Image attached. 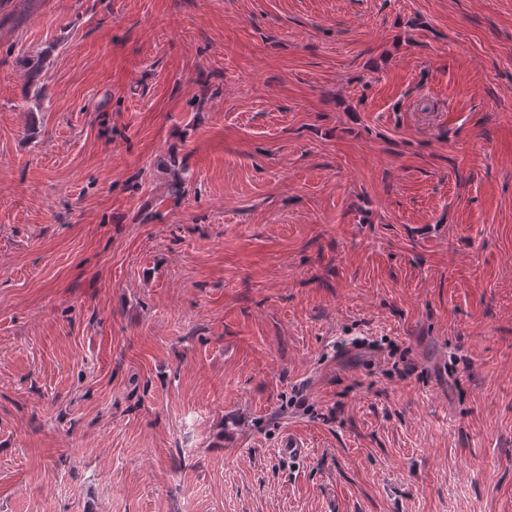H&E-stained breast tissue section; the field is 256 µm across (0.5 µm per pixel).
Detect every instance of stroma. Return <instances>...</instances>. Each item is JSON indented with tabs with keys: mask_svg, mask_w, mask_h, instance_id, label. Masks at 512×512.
Returning <instances> with one entry per match:
<instances>
[{
	"mask_svg": "<svg viewBox=\"0 0 512 512\" xmlns=\"http://www.w3.org/2000/svg\"><path fill=\"white\" fill-rule=\"evenodd\" d=\"M0 512H512V0H0ZM308 447L309 445L303 437L288 432L279 440L275 453L283 460H288V462L299 461L307 455Z\"/></svg>",
	"mask_w": 512,
	"mask_h": 512,
	"instance_id": "obj_1",
	"label": "stroma"
}]
</instances>
